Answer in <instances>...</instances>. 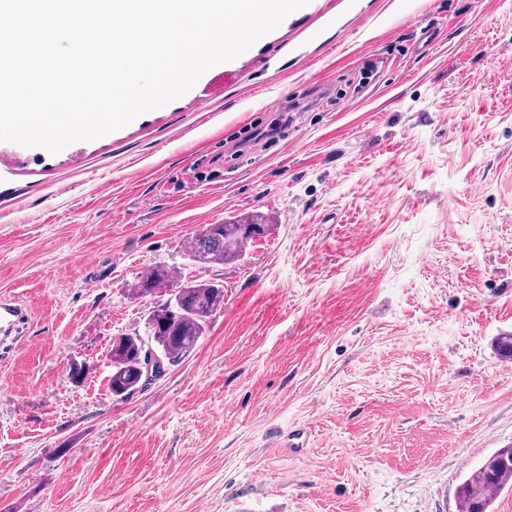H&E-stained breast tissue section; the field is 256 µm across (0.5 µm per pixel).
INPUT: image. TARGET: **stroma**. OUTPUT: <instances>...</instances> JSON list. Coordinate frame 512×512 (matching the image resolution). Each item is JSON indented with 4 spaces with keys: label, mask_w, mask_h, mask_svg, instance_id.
<instances>
[{
    "label": "stroma",
    "mask_w": 512,
    "mask_h": 512,
    "mask_svg": "<svg viewBox=\"0 0 512 512\" xmlns=\"http://www.w3.org/2000/svg\"><path fill=\"white\" fill-rule=\"evenodd\" d=\"M511 58L512 0H309L116 132L0 142V294L29 315L0 353V512H458L512 444ZM256 213L242 259L189 260ZM154 264L224 306L116 398Z\"/></svg>",
    "instance_id": "obj_1"
}]
</instances>
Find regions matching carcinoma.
<instances>
[{"mask_svg":"<svg viewBox=\"0 0 512 512\" xmlns=\"http://www.w3.org/2000/svg\"><path fill=\"white\" fill-rule=\"evenodd\" d=\"M268 232L260 215H249L229 224L205 225L195 235L189 259L201 266L222 265L239 260L251 242L247 230ZM139 296L168 295L152 310L143 329L112 338L109 350L112 396L125 398L145 387L141 358L147 348L155 350L162 368L183 363L203 338L210 317L224 306V285L209 280L180 281L166 265L147 269L134 285ZM512 486V445L500 448L470 469L456 488L458 512H490L495 496Z\"/></svg>","mask_w":512,"mask_h":512,"instance_id":"1","label":"carcinoma"}]
</instances>
